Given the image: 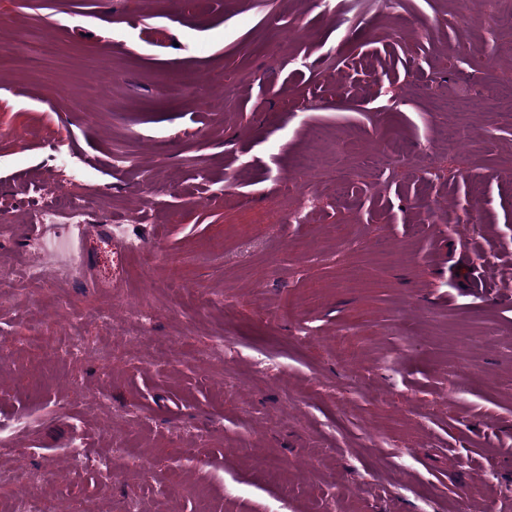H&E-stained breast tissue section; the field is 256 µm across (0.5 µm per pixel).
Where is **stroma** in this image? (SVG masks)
<instances>
[{
    "label": "stroma",
    "mask_w": 512,
    "mask_h": 512,
    "mask_svg": "<svg viewBox=\"0 0 512 512\" xmlns=\"http://www.w3.org/2000/svg\"><path fill=\"white\" fill-rule=\"evenodd\" d=\"M76 2L0 0V471L34 476L0 486V512L28 495L92 512L131 497L148 512H512V113L472 90L512 86V28L491 18L512 0H472L461 24L453 0ZM32 39L59 49L38 73ZM105 73L107 104L86 91ZM60 145L106 203L27 235L29 186L67 182ZM311 146L321 171L297 172ZM392 147L436 148L437 176L333 180ZM117 151L133 168L113 172ZM311 189L315 211L290 223ZM35 252L70 276L27 279ZM74 336L88 354L63 355ZM115 453L147 481L98 466Z\"/></svg>",
    "instance_id": "1"
}]
</instances>
